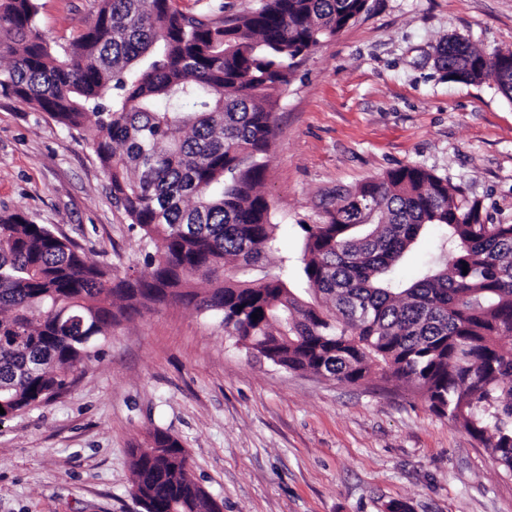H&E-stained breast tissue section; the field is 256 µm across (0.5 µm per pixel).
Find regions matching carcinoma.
Here are the masks:
<instances>
[{
    "instance_id": "obj_1",
    "label": "carcinoma",
    "mask_w": 512,
    "mask_h": 512,
    "mask_svg": "<svg viewBox=\"0 0 512 512\" xmlns=\"http://www.w3.org/2000/svg\"><path fill=\"white\" fill-rule=\"evenodd\" d=\"M98 2L94 23L58 51L37 0H0V97L69 132L94 126L112 204L157 250L114 281L66 236L1 214L0 402L21 411L52 399L122 317L186 303L275 366L348 383L380 368L412 384L512 473V224L486 223L448 179L400 166L336 189L321 222L301 225L314 301L290 288L287 265L267 270L275 224L257 187L278 96L299 56L368 0H260L230 18L186 15L174 0ZM437 65L450 81L491 78L512 100V59L451 38ZM430 227L443 230L439 256L400 278ZM247 267L259 275L238 278ZM130 467L146 512H221L162 429L130 449Z\"/></svg>"
}]
</instances>
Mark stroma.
<instances>
[{
	"label": "stroma",
	"instance_id": "1",
	"mask_svg": "<svg viewBox=\"0 0 512 512\" xmlns=\"http://www.w3.org/2000/svg\"><path fill=\"white\" fill-rule=\"evenodd\" d=\"M61 47L98 0H38ZM512 50V0H369V9L298 63L275 111L260 192L291 286L304 292L303 225L320 202L405 165L480 200L512 224V100L493 79L448 80L446 37ZM0 97V214L23 212L74 240L117 277L154 244L129 231L91 149ZM179 439L189 475L224 512H512V474L409 385L372 373L349 384L246 354L218 318L181 303L130 315L98 341L76 382L0 425V512H138L128 450L154 429Z\"/></svg>",
	"mask_w": 512,
	"mask_h": 512
}]
</instances>
